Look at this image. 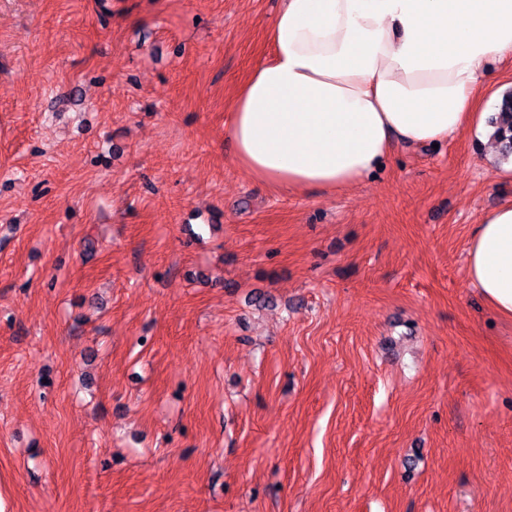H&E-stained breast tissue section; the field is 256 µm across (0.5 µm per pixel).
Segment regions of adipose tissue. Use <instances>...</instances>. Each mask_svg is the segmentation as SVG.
<instances>
[{"mask_svg": "<svg viewBox=\"0 0 512 512\" xmlns=\"http://www.w3.org/2000/svg\"><path fill=\"white\" fill-rule=\"evenodd\" d=\"M230 102L234 162L288 193L341 191L401 144L463 132L512 53V0H281ZM467 276L512 317V200L471 234Z\"/></svg>", "mask_w": 512, "mask_h": 512, "instance_id": "ef3b65f1", "label": "adipose tissue"}]
</instances>
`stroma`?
Masks as SVG:
<instances>
[{
    "label": "stroma",
    "mask_w": 512,
    "mask_h": 512,
    "mask_svg": "<svg viewBox=\"0 0 512 512\" xmlns=\"http://www.w3.org/2000/svg\"><path fill=\"white\" fill-rule=\"evenodd\" d=\"M280 0H0V512H512L489 124L335 194L232 159ZM467 276L498 315L512 317V200L476 224L467 248Z\"/></svg>",
    "instance_id": "35a3bbf8"
}]
</instances>
